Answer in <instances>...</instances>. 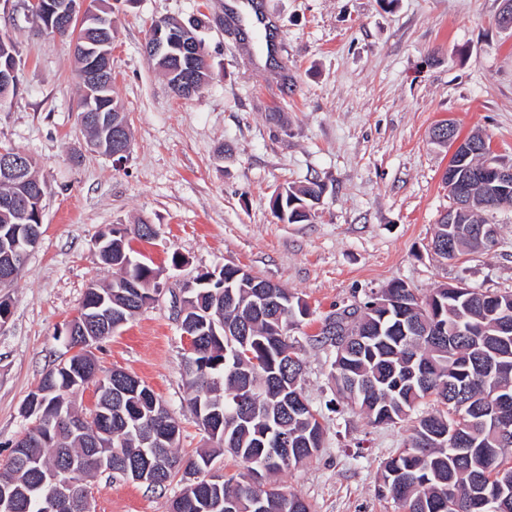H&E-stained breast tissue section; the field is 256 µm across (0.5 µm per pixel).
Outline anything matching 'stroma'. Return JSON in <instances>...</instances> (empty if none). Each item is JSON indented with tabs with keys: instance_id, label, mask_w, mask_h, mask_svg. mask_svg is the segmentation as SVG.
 <instances>
[{
	"instance_id": "1",
	"label": "stroma",
	"mask_w": 512,
	"mask_h": 512,
	"mask_svg": "<svg viewBox=\"0 0 512 512\" xmlns=\"http://www.w3.org/2000/svg\"><path fill=\"white\" fill-rule=\"evenodd\" d=\"M108 2L112 95L132 137L120 160L94 151L80 126L72 43L27 19L22 0L0 11L21 81L0 102V148L33 156L44 186L40 244L0 286L10 305L0 320V466L31 424L25 399L70 355L65 326L87 286L116 275L100 264L96 239L145 223L159 236L136 248L162 269L164 293L93 347L99 368L124 370L165 401L181 426L179 453L193 458L209 440L187 407L173 300L198 273L239 265L309 308L290 334L324 441L280 485L314 512H401L380 492L379 471L408 426L354 414L329 378L331 347L315 337L394 280L421 294L459 280L512 289V208L495 213L488 251L445 260L431 248L451 204L452 156L432 142L433 127L481 132L512 164V35L496 25L501 0H257L256 24L228 0ZM163 17L203 22L211 79L188 100L145 53ZM312 179L323 186L312 218L279 221L273 192ZM88 484L92 512H168L179 490L106 473Z\"/></svg>"
}]
</instances>
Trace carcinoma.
Masks as SVG:
<instances>
[{
  "label": "carcinoma",
  "instance_id": "obj_1",
  "mask_svg": "<svg viewBox=\"0 0 512 512\" xmlns=\"http://www.w3.org/2000/svg\"><path fill=\"white\" fill-rule=\"evenodd\" d=\"M160 24L172 41L173 61L155 59L171 91L181 93L183 74H194L203 86L211 78L205 56L190 57L181 49L183 24L162 19ZM74 45L77 72L91 66L103 43L112 39V22L105 18L75 20L59 31ZM16 75L9 76V70ZM18 60L14 43L0 40V78L11 77L6 96L20 90ZM99 111L107 123L125 122V114L112 97V83L82 98V105ZM466 141L475 145L465 161L452 156L450 163L473 171L484 166L488 154L486 140L472 135ZM32 165L23 185L0 182V227L36 226L37 211L23 218L6 208L3 200L22 190L41 184ZM323 188L317 182L306 186H284L272 196L277 218L289 224L310 220L313 204L320 200ZM472 198L469 207L455 213V224L440 220L436 225L433 247L436 254L454 259L464 253L480 251L473 243V233L488 223L485 213L503 206L512 207V184L498 185L490 191L488 181L473 178L469 182ZM142 225H125L111 229L106 243L110 250L100 260L119 271L108 284L86 288L82 306L105 300L112 307V322L129 320L140 306L129 303L127 289L119 281L130 276L139 282L144 293L154 290L156 268L146 260L135 258V239H145ZM130 266H122L125 259ZM213 287L193 291L199 311L190 313L201 341V355L195 361L203 365L182 364V377L188 392V406L202 428L209 424L208 414L220 409L224 414L223 434L208 436L213 447L204 449L187 466L178 456L180 438L161 448H140L132 429V418L152 422L157 416L169 423L177 419L162 401L142 397L140 391L122 396L112 403L110 436L96 434L98 409L86 415V433H53L42 443L38 467L43 472L55 470L66 459L75 463L77 497L89 491L85 478L98 472L95 457L112 458V477L121 478L126 464L143 460L148 452L158 471L155 485L163 486L182 476V491L170 504V512H202L199 495L221 494L234 505V512H254V502L261 499L265 512H312L310 504L295 493H286L270 478L313 457L323 444L324 428L304 408L284 411L283 398L269 388L270 373L279 372L287 385L286 395L304 396L301 384L304 360L288 335L303 316L301 299L287 290L267 289L261 301L253 288L256 276L228 265L215 275ZM391 299L381 305V297L371 296L360 306L336 313V320L323 329L324 342L333 348L329 376L336 392L353 410L372 426L396 425L413 420L403 447L382 465L381 488L397 502L402 512H486L482 499L469 492L477 484L495 492L497 512H512V418L507 423L492 419L494 403L503 396L512 397V329L501 322V313H512V290H479L467 285L446 284L419 296L410 288L390 289ZM360 319L362 335L346 328L345 316ZM98 366L92 352L78 351L65 363L48 370L40 381L43 405L42 420L75 410L73 395L89 383L97 384ZM430 401L435 409L419 417L412 413ZM283 425L288 430V460L279 464L264 462L267 449L261 447L263 435L274 437L270 429ZM468 438L469 452L457 457L448 442L455 435ZM229 453L247 467L248 478L236 484L219 480L200 492L203 480L193 476L210 472L216 459ZM37 473L19 465L10 457L0 468V494L17 498L16 512H40L36 506L34 486Z\"/></svg>",
  "mask_w": 512,
  "mask_h": 512
}]
</instances>
